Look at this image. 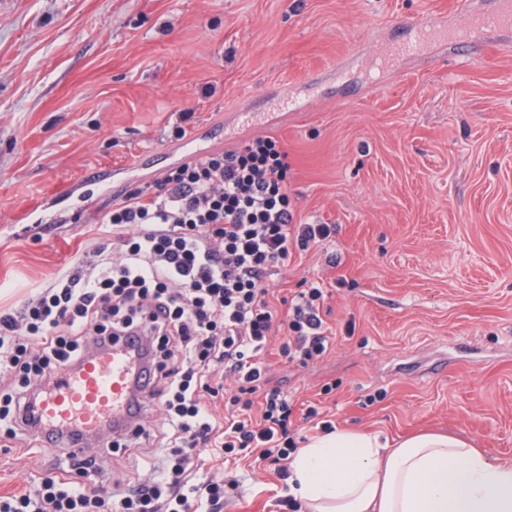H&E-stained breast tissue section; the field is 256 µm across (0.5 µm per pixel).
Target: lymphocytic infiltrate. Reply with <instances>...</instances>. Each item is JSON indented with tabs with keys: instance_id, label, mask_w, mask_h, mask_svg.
Instances as JSON below:
<instances>
[{
	"instance_id": "f902f5d3",
	"label": "lymphocytic infiltrate",
	"mask_w": 512,
	"mask_h": 512,
	"mask_svg": "<svg viewBox=\"0 0 512 512\" xmlns=\"http://www.w3.org/2000/svg\"><path fill=\"white\" fill-rule=\"evenodd\" d=\"M288 170L270 136L172 168L100 212L118 232L114 248H94L20 308L0 310V422L20 447L42 444L46 388L96 348L128 337L152 367L141 422L125 436L146 477L102 494V459L72 452L68 470L0 499V512H224L225 479L197 478L201 448L254 456L288 480L293 406L271 385L265 355L279 331L280 356L305 366L325 357L330 337L320 284L282 311L269 276L336 233L295 223ZM218 398L221 420L207 406ZM155 410L161 424L145 425Z\"/></svg>"
}]
</instances>
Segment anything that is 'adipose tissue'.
I'll use <instances>...</instances> for the list:
<instances>
[{
  "mask_svg": "<svg viewBox=\"0 0 512 512\" xmlns=\"http://www.w3.org/2000/svg\"><path fill=\"white\" fill-rule=\"evenodd\" d=\"M290 471L306 512H512V464L449 434L390 442L337 429L299 449Z\"/></svg>",
  "mask_w": 512,
  "mask_h": 512,
  "instance_id": "obj_1",
  "label": "adipose tissue"
}]
</instances>
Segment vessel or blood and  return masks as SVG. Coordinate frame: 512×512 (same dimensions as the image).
<instances>
[{"instance_id": "1", "label": "vessel or blood", "mask_w": 512, "mask_h": 512, "mask_svg": "<svg viewBox=\"0 0 512 512\" xmlns=\"http://www.w3.org/2000/svg\"><path fill=\"white\" fill-rule=\"evenodd\" d=\"M512 30V0H493L490 7L471 9L466 28L433 21L407 26L394 48L393 62L419 55L429 44L466 48L475 46L479 33ZM139 364L129 350L117 343L99 349L72 370L62 374L58 384L43 396L38 415L46 429L76 431L90 438L109 425L134 428L137 418L131 410L132 385Z\"/></svg>"}]
</instances>
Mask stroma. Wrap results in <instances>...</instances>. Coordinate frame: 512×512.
Masks as SVG:
<instances>
[{
    "mask_svg": "<svg viewBox=\"0 0 512 512\" xmlns=\"http://www.w3.org/2000/svg\"><path fill=\"white\" fill-rule=\"evenodd\" d=\"M463 0H0V308L116 237L91 230L117 191L256 135L288 153L294 220L336 235L269 281L325 288L332 346L300 367L270 348L299 435L321 421L394 439L445 431L512 463V33L481 59L428 49L378 72L397 27L458 25ZM214 91L202 96V85ZM193 112L186 139L172 132ZM66 211L21 224L19 211ZM331 393H324V386ZM375 402H368V395ZM316 407L319 423L305 421ZM231 473L224 512H280L273 471ZM58 448L0 437V496Z\"/></svg>",
    "mask_w": 512,
    "mask_h": 512,
    "instance_id": "stroma-1",
    "label": "stroma"
}]
</instances>
